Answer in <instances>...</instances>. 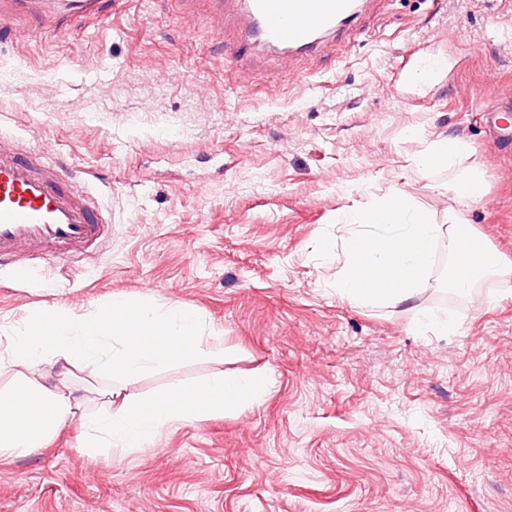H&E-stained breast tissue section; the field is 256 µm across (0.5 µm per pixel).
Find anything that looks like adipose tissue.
<instances>
[{"label": "adipose tissue", "instance_id": "adipose-tissue-1", "mask_svg": "<svg viewBox=\"0 0 512 512\" xmlns=\"http://www.w3.org/2000/svg\"><path fill=\"white\" fill-rule=\"evenodd\" d=\"M205 351L220 354L224 347L187 306L116 295L89 314L58 305L33 308L0 351V373L13 375L0 389V459L43 450L79 415L88 425L87 447L104 455L114 448L151 447L164 428L178 423L250 407L265 378L219 375L195 388L152 396L129 392L147 369ZM50 366L59 370L52 385L45 381ZM85 371L104 379L98 393L108 403L106 413L83 414L87 399L78 395L75 379Z\"/></svg>", "mask_w": 512, "mask_h": 512}]
</instances>
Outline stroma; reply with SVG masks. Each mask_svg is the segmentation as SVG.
<instances>
[{
	"label": "stroma",
	"mask_w": 512,
	"mask_h": 512,
	"mask_svg": "<svg viewBox=\"0 0 512 512\" xmlns=\"http://www.w3.org/2000/svg\"><path fill=\"white\" fill-rule=\"evenodd\" d=\"M0 39V133L92 172L112 213L101 264L58 263L54 288L0 275V334L30 308L94 311L116 294L196 310L224 352L154 368L163 392L219 374L266 377L242 412L163 430L148 452L100 456L72 422L0 460V512H512V150L489 113L512 98V0H367L315 61L188 23L175 0ZM448 61L428 105L397 96L406 49ZM457 137L454 168L418 159ZM482 173L479 202L451 183ZM398 192L437 224L464 220L507 275L444 296L431 271L397 307L358 306L339 212ZM449 314L454 332L418 324Z\"/></svg>",
	"instance_id": "stroma-1"
}]
</instances>
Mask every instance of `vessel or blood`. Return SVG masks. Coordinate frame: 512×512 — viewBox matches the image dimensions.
I'll list each match as a JSON object with an SVG mask.
<instances>
[{
	"label": "vessel or blood",
	"mask_w": 512,
	"mask_h": 512,
	"mask_svg": "<svg viewBox=\"0 0 512 512\" xmlns=\"http://www.w3.org/2000/svg\"><path fill=\"white\" fill-rule=\"evenodd\" d=\"M186 14L204 12L228 19L239 30L238 61L256 49L288 60L313 56L324 39L343 30L362 0H179ZM112 0H0V35H18V18L53 30L110 14ZM448 69L440 58L413 52L388 75L397 89L420 90L439 82ZM88 180L16 138L0 136V274L34 280L50 264L82 259L106 244L112 220L89 200Z\"/></svg>",
	"instance_id": "vessel-or-blood-1"
}]
</instances>
